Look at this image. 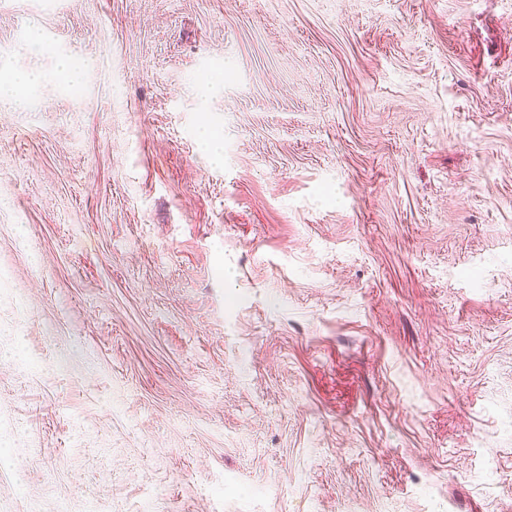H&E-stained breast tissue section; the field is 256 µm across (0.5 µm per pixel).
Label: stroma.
Instances as JSON below:
<instances>
[{"label":"stroma","instance_id":"1","mask_svg":"<svg viewBox=\"0 0 512 512\" xmlns=\"http://www.w3.org/2000/svg\"><path fill=\"white\" fill-rule=\"evenodd\" d=\"M23 71L0 512H512V0H0Z\"/></svg>","mask_w":512,"mask_h":512}]
</instances>
